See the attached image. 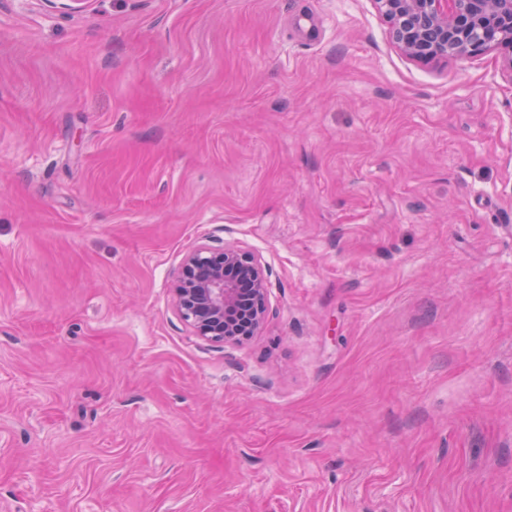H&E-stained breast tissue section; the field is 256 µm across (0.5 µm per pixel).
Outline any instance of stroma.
I'll return each mask as SVG.
<instances>
[{
    "instance_id": "stroma-1",
    "label": "stroma",
    "mask_w": 512,
    "mask_h": 512,
    "mask_svg": "<svg viewBox=\"0 0 512 512\" xmlns=\"http://www.w3.org/2000/svg\"><path fill=\"white\" fill-rule=\"evenodd\" d=\"M268 269L238 345L184 257ZM0 512H512V78L373 0H0ZM268 293L267 270L258 254L226 243L202 244L182 262L173 306L196 336L235 345L263 326Z\"/></svg>"
}]
</instances>
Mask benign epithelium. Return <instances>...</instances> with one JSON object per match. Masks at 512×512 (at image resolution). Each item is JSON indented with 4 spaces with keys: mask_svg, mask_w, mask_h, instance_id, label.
<instances>
[{
    "mask_svg": "<svg viewBox=\"0 0 512 512\" xmlns=\"http://www.w3.org/2000/svg\"><path fill=\"white\" fill-rule=\"evenodd\" d=\"M393 43L423 64L495 51L512 78V0H373ZM268 274L261 257L226 244L188 253L173 306L194 334L235 345L257 333L268 313Z\"/></svg>",
    "mask_w": 512,
    "mask_h": 512,
    "instance_id": "1",
    "label": "benign epithelium"
}]
</instances>
